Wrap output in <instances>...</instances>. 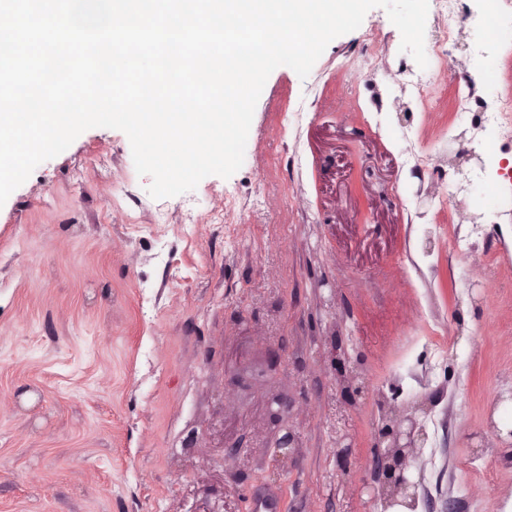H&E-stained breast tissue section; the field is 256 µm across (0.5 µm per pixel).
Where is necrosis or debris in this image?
Segmentation results:
<instances>
[{
	"label": "necrosis or debris",
	"instance_id": "necrosis-or-debris-1",
	"mask_svg": "<svg viewBox=\"0 0 512 512\" xmlns=\"http://www.w3.org/2000/svg\"><path fill=\"white\" fill-rule=\"evenodd\" d=\"M431 5L433 25L425 44L428 66L406 70L402 85L410 89L414 101L423 109L435 107L444 95H451L459 109V119L471 134L473 148L495 156L497 150L512 147V98L487 93L478 78L497 73L502 37L483 38L472 44L474 65L456 75L450 91L438 86L436 73L447 64L449 48L461 29L497 28L499 17L512 12V0H476L471 8L464 0H431ZM496 221V213L490 210L479 219L466 210H458L451 235L453 252L466 257L476 251L485 239L487 225Z\"/></svg>",
	"mask_w": 512,
	"mask_h": 512
}]
</instances>
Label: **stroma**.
<instances>
[{"mask_svg":"<svg viewBox=\"0 0 512 512\" xmlns=\"http://www.w3.org/2000/svg\"><path fill=\"white\" fill-rule=\"evenodd\" d=\"M400 43L376 7L307 78L276 68L229 178L155 199L127 135L97 127L0 206V512H249L262 483L283 512H383V395L434 404L416 512H506L512 441L489 421L512 424V174L463 200L498 224L456 262L448 184L420 182L397 136L433 152L456 109L406 108Z\"/></svg>","mask_w":512,"mask_h":512,"instance_id":"obj_1","label":"stroma"}]
</instances>
